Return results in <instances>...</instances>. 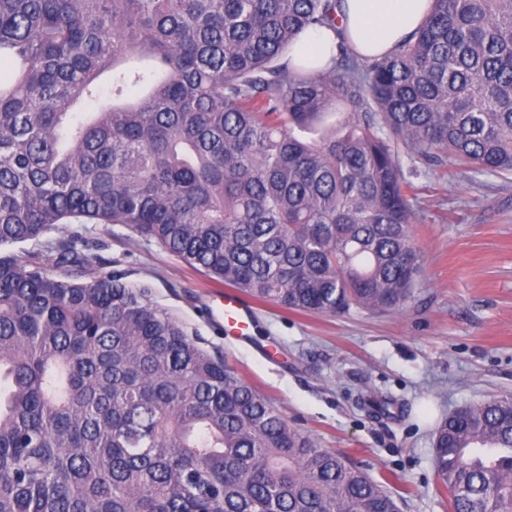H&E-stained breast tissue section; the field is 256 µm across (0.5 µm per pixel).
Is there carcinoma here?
Listing matches in <instances>:
<instances>
[{"label":"carcinoma","mask_w":512,"mask_h":512,"mask_svg":"<svg viewBox=\"0 0 512 512\" xmlns=\"http://www.w3.org/2000/svg\"><path fill=\"white\" fill-rule=\"evenodd\" d=\"M341 0H0V512H399L66 224H123L261 303L399 311L417 164L512 174V0L390 54L288 50ZM109 102L76 112L100 96ZM26 243L44 249L20 259ZM449 512H512V396L434 435Z\"/></svg>","instance_id":"1"}]
</instances>
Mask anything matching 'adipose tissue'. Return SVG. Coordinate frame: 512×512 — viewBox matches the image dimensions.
Instances as JSON below:
<instances>
[{"label":"adipose tissue","mask_w":512,"mask_h":512,"mask_svg":"<svg viewBox=\"0 0 512 512\" xmlns=\"http://www.w3.org/2000/svg\"><path fill=\"white\" fill-rule=\"evenodd\" d=\"M432 0H342L341 33L326 27L305 30L288 52L292 64L318 71L347 42L356 53L380 57L391 52L426 18Z\"/></svg>","instance_id":"1"}]
</instances>
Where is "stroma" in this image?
I'll list each match as a JSON object with an SVG mask.
<instances>
[{"label":"stroma","instance_id":"35a3bbf8","mask_svg":"<svg viewBox=\"0 0 512 512\" xmlns=\"http://www.w3.org/2000/svg\"><path fill=\"white\" fill-rule=\"evenodd\" d=\"M412 235L421 256L396 313L305 314L253 302L249 336L224 329V285L121 224H69L91 262L110 263L308 432L397 499L448 512L436 428L466 405L512 395V175L419 168ZM379 397L387 412L371 408Z\"/></svg>","mask_w":512,"mask_h":512}]
</instances>
